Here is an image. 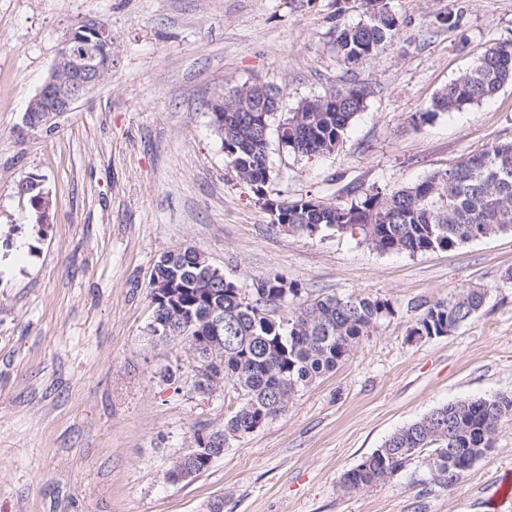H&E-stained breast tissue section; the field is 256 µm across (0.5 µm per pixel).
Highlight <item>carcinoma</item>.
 <instances>
[{
    "label": "carcinoma",
    "instance_id": "carcinoma-1",
    "mask_svg": "<svg viewBox=\"0 0 512 512\" xmlns=\"http://www.w3.org/2000/svg\"><path fill=\"white\" fill-rule=\"evenodd\" d=\"M363 18L336 28L337 54L348 65L371 59L395 36L401 21L376 0H360ZM512 83V42L490 47L463 74L436 93L417 124H427L442 112H463L493 98ZM370 94L366 83L352 84L330 95L301 101L288 117L272 126L280 106V90L270 84H244L224 103V127L215 130L239 179L266 187L273 176L268 146L271 133L278 145L298 156H323L342 142ZM264 119L267 131L254 125ZM273 226L317 236L348 234L380 254H425L512 233V141L498 142L451 169L434 172L389 192L366 193L345 204H319L311 197L278 203ZM205 266L200 253L175 249L160 256L152 287L175 283L177 295L153 306V320L170 323L171 339L193 346L210 341V367L231 386L238 404L220 428L197 431L194 451L185 453V468L198 474L212 464L213 449L252 433L282 414L301 388L336 371L359 343L397 313L378 296H324L295 303L302 289L279 276H260L243 294L226 278L217 283L219 297L197 292ZM486 291L461 289L421 310L408 333L444 336L476 317ZM294 306L288 319L276 315ZM224 317L220 340L211 334V318ZM512 416V398L477 397L456 400L431 410L395 430L343 475L351 491L386 483L417 454L431 449V469L437 481L452 488L460 475L491 451L494 439Z\"/></svg>",
    "mask_w": 512,
    "mask_h": 512
}]
</instances>
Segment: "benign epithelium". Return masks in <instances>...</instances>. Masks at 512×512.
<instances>
[{"label": "benign epithelium", "mask_w": 512, "mask_h": 512, "mask_svg": "<svg viewBox=\"0 0 512 512\" xmlns=\"http://www.w3.org/2000/svg\"><path fill=\"white\" fill-rule=\"evenodd\" d=\"M112 37L104 30L82 27L74 31L51 66L50 73L29 101L23 121L30 128H51L73 105L95 89L112 70ZM38 192L43 223H49L51 200L41 180L19 182L17 193Z\"/></svg>", "instance_id": "benign-epithelium-1"}]
</instances>
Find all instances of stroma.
<instances>
[{
    "instance_id": "1",
    "label": "stroma",
    "mask_w": 512,
    "mask_h": 512,
    "mask_svg": "<svg viewBox=\"0 0 512 512\" xmlns=\"http://www.w3.org/2000/svg\"><path fill=\"white\" fill-rule=\"evenodd\" d=\"M386 2L398 35L351 66L333 39L360 19L356 0H0V512H493L512 471V422L450 489L425 452L385 484L349 492L341 477L440 405L512 397V233L412 257L345 234L279 231L210 124V101L246 83L281 88V120L304 99L369 83L331 154L270 144L267 190L288 201L344 203L512 141V85L412 121L487 48L512 40V0ZM449 12L458 24L439 26ZM83 25L111 34V71L54 128H27L28 102ZM30 177L52 201L41 239L16 192ZM180 247L245 292L275 274L306 298L378 295L397 313L285 413L171 484L173 458L235 405L232 391L193 390L185 343L147 333L153 266ZM472 286L487 293L479 316L410 338L409 300ZM168 365L179 368L171 380Z\"/></svg>"
}]
</instances>
